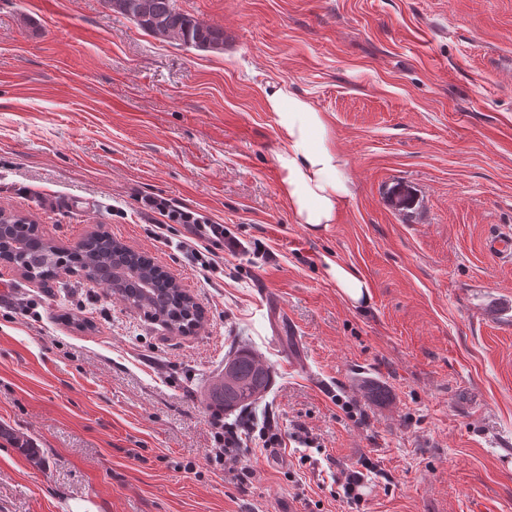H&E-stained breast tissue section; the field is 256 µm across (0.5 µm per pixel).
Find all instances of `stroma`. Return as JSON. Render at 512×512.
Returning <instances> with one entry per match:
<instances>
[{"instance_id": "obj_1", "label": "stroma", "mask_w": 512, "mask_h": 512, "mask_svg": "<svg viewBox=\"0 0 512 512\" xmlns=\"http://www.w3.org/2000/svg\"><path fill=\"white\" fill-rule=\"evenodd\" d=\"M176 5L223 51L104 0H0V209L61 247L104 230L204 310L174 334L83 277L0 264V512H512V262L484 248L512 230V0ZM284 81L352 180L318 235L280 191L265 93ZM147 196L240 242L218 277L184 225L156 237ZM241 345L272 369L248 419L283 439L245 449L244 484L210 453L205 398ZM365 459L353 509L336 492ZM326 264L329 275L343 297L354 303H358L363 297H370L368 284L356 271L331 259Z\"/></svg>"}]
</instances>
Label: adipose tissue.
Masks as SVG:
<instances>
[{"label": "adipose tissue", "instance_id": "1", "mask_svg": "<svg viewBox=\"0 0 512 512\" xmlns=\"http://www.w3.org/2000/svg\"><path fill=\"white\" fill-rule=\"evenodd\" d=\"M265 103L286 144L277 157L280 189L297 223L320 233L335 223L342 202L351 194V181L330 141L326 118L284 84L268 92Z\"/></svg>", "mask_w": 512, "mask_h": 512}]
</instances>
